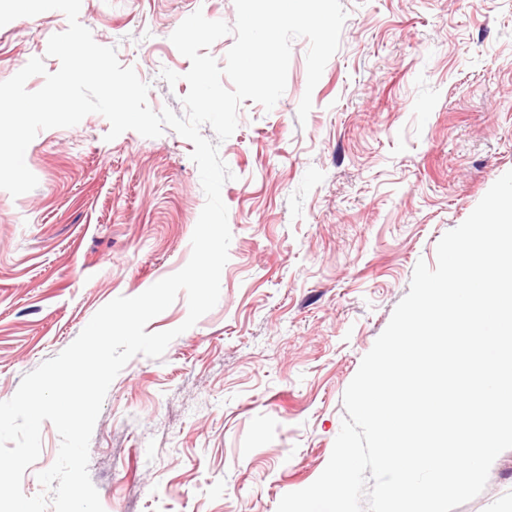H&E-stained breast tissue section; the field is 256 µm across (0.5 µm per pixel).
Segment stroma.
I'll return each mask as SVG.
<instances>
[{
  "mask_svg": "<svg viewBox=\"0 0 512 512\" xmlns=\"http://www.w3.org/2000/svg\"><path fill=\"white\" fill-rule=\"evenodd\" d=\"M340 46L307 90L295 39L272 110L241 103L219 146L232 233L217 305L163 356L112 382L89 445L105 512H276L326 467L344 392L408 293L418 261L512 170V0H341ZM234 24V0H82L80 22L184 115L189 60L170 40L194 11ZM59 11L0 27V81L31 58L48 72ZM312 94L306 122L297 110ZM110 125L40 131L35 189L0 190V401L70 345L93 315L183 268L205 203L191 141L172 129L106 140ZM59 434L21 482L55 461ZM512 503V449L453 512Z\"/></svg>",
  "mask_w": 512,
  "mask_h": 512,
  "instance_id": "stroma-1",
  "label": "stroma"
}]
</instances>
